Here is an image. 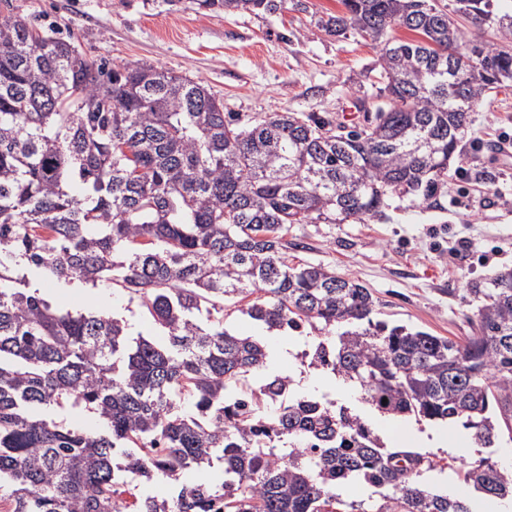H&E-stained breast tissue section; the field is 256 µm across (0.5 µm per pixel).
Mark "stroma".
<instances>
[{
  "mask_svg": "<svg viewBox=\"0 0 512 512\" xmlns=\"http://www.w3.org/2000/svg\"><path fill=\"white\" fill-rule=\"evenodd\" d=\"M340 0H286L274 13H202L186 0H0V13L73 37L90 58L143 61L204 82L242 125L269 112L330 116L346 127L363 120L362 99L375 95L379 49L353 34L332 35L321 18L342 13ZM439 207L392 196L365 223L298 224L290 261L321 263L369 288L377 319L460 339L475 302L472 282L512 268V87L485 97L471 114L464 153L455 158ZM44 297L69 310L96 309L134 321L137 334L160 339L152 319L111 282L80 287L61 281ZM317 393L361 407L387 446L436 460L423 480L434 491L469 499L457 471L473 443L438 425L431 447L425 426L362 406L359 388L292 361Z\"/></svg>",
  "mask_w": 512,
  "mask_h": 512,
  "instance_id": "stroma-1",
  "label": "stroma"
}]
</instances>
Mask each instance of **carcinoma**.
Returning <instances> with one entry per match:
<instances>
[{"label":"carcinoma","instance_id":"cac0c4a2","mask_svg":"<svg viewBox=\"0 0 512 512\" xmlns=\"http://www.w3.org/2000/svg\"><path fill=\"white\" fill-rule=\"evenodd\" d=\"M284 2L190 0L226 14ZM340 2L323 25L380 45L377 93L351 130L297 112L240 126L200 80L90 59L0 15V487L12 512H114L119 483L126 512H209L215 495L223 512H473L422 482L437 462L386 447L357 410L290 395L289 375L253 386L265 348L225 327L228 301L270 331L308 327L301 363L359 386L378 412L457 422L478 448L512 438L511 269L470 289L473 330L454 341L377 320L370 289L288 260L294 224L363 223L392 195L438 205L470 112L512 86V12L456 0L466 28L439 0ZM397 27L417 38H392ZM32 274L112 282L164 340L58 309ZM268 400L281 401L273 417ZM36 408L92 412L106 430ZM216 459L220 484L188 479ZM459 472L486 503L512 497L490 454ZM349 482L372 489V507L341 499Z\"/></svg>","mask_w":512,"mask_h":512}]
</instances>
